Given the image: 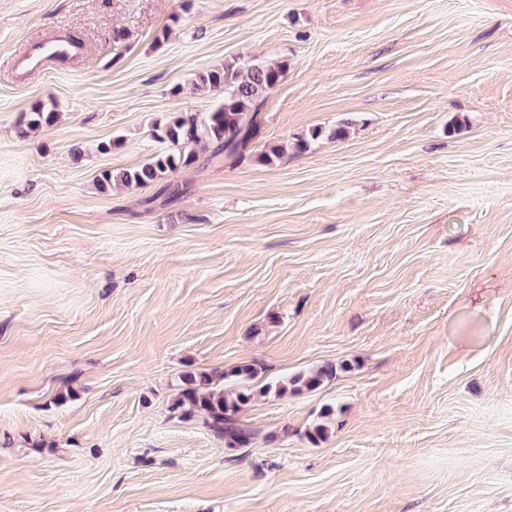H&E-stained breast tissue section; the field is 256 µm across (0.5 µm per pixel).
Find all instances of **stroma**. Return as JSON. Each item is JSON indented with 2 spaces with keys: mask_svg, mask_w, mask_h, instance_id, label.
Returning <instances> with one entry per match:
<instances>
[{
  "mask_svg": "<svg viewBox=\"0 0 512 512\" xmlns=\"http://www.w3.org/2000/svg\"><path fill=\"white\" fill-rule=\"evenodd\" d=\"M230 61L249 158L100 189ZM241 365L230 448L171 405ZM0 512H512V0H0ZM80 53L81 48L69 37L57 34L31 46L16 60L15 68L19 73H27L61 59H74ZM336 375V367L332 364L323 365L310 373H299L288 380V384L278 383L275 386L269 385L265 388L266 392L274 390L276 394H283L288 391V385L293 392L303 390H315L325 381L332 379Z\"/></svg>",
  "mask_w": 512,
  "mask_h": 512,
  "instance_id": "stroma-1",
  "label": "stroma"
}]
</instances>
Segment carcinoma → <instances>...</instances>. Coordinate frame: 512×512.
I'll list each match as a JSON object with an SVG mask.
<instances>
[{"mask_svg": "<svg viewBox=\"0 0 512 512\" xmlns=\"http://www.w3.org/2000/svg\"><path fill=\"white\" fill-rule=\"evenodd\" d=\"M285 69L284 64H240L233 61L221 69L195 74L194 88L224 90V98L219 105L202 115L180 112L171 117L156 135L159 140L169 142L171 150L153 156L138 169L103 172L99 179L100 188L105 190L114 182L128 187L160 183L179 167L194 164L199 159L200 147L208 150V163L242 160L244 151L260 131L265 99L269 91L281 82ZM56 118V112L38 108L30 115L27 127L36 130L49 126ZM335 375L336 367L326 364L310 373L292 376L286 385H269L265 392L311 391ZM222 380L224 374L207 371L183 376L172 409L182 419L194 421L224 438L230 447L247 445L257 437L258 431L243 424L239 413L252 394L246 388L226 392L221 385Z\"/></svg>", "mask_w": 512, "mask_h": 512, "instance_id": "carcinoma-1", "label": "carcinoma"}]
</instances>
